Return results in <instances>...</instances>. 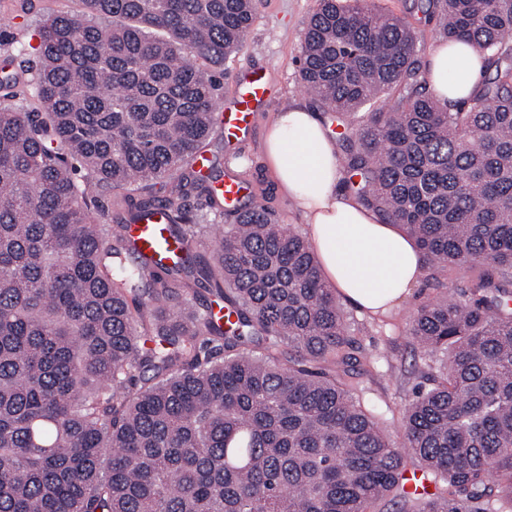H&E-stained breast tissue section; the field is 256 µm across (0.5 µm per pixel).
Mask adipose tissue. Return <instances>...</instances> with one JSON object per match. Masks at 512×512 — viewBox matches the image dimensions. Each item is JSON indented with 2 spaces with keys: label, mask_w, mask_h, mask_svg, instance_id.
<instances>
[{
  "label": "adipose tissue",
  "mask_w": 512,
  "mask_h": 512,
  "mask_svg": "<svg viewBox=\"0 0 512 512\" xmlns=\"http://www.w3.org/2000/svg\"><path fill=\"white\" fill-rule=\"evenodd\" d=\"M483 70L478 49L464 41L437 46L428 82L449 104L467 100ZM281 191L302 210L326 281L337 295L372 316L397 306L424 275L410 238L341 193L336 143L307 108L290 106L271 118L264 142Z\"/></svg>",
  "instance_id": "adipose-tissue-1"
}]
</instances>
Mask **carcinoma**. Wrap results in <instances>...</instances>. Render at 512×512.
<instances>
[{"mask_svg": "<svg viewBox=\"0 0 512 512\" xmlns=\"http://www.w3.org/2000/svg\"><path fill=\"white\" fill-rule=\"evenodd\" d=\"M81 2L40 26L29 83L0 78V512H512V0H426L438 40L483 54L460 105L370 0H319L303 33L300 80L350 130L353 197L428 268L480 267L413 319L442 359L400 443L350 381L376 358L303 236L238 206L198 250L193 197L224 199L182 169L253 0ZM107 189L127 191L114 224ZM157 210L182 244L171 267L128 233ZM195 284L234 323L195 308Z\"/></svg>", "mask_w": 512, "mask_h": 512, "instance_id": "1", "label": "carcinoma"}]
</instances>
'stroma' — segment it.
Listing matches in <instances>:
<instances>
[{
  "label": "stroma",
  "instance_id": "35a3bbf8",
  "mask_svg": "<svg viewBox=\"0 0 512 512\" xmlns=\"http://www.w3.org/2000/svg\"><path fill=\"white\" fill-rule=\"evenodd\" d=\"M317 7V0H254L252 27L229 64L218 103L224 106L233 102L240 91L241 78L255 69L266 74L270 95L245 134L229 143L218 129L207 138L204 147L210 159L206 175L210 185L236 178L246 188L242 205L265 204L279 223L302 234L307 226L267 168L263 142L268 122L284 105L301 104L318 117L326 115L304 88L296 63L304 29ZM82 11L81 0H0V69L14 72L21 59H34L33 47L38 43L37 33L44 19L60 12ZM475 273V268L467 266L425 271L420 284L383 316L360 312L346 301L341 304L360 351L378 359L370 369H356L353 380L364 390L366 399L382 411L393 439L401 438L403 409L427 377V368L410 337L413 318L426 304L446 297L460 298Z\"/></svg>",
  "mask_w": 512,
  "mask_h": 512
}]
</instances>
